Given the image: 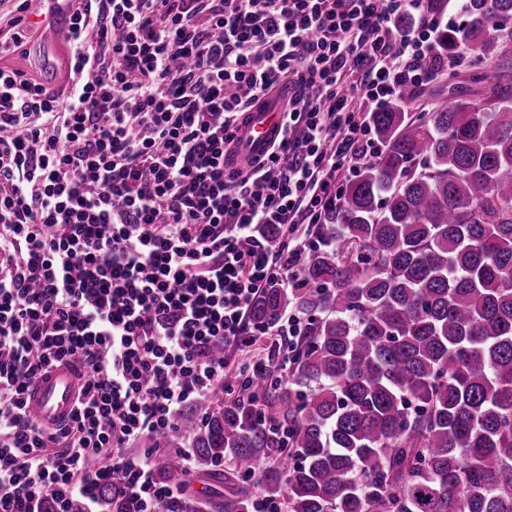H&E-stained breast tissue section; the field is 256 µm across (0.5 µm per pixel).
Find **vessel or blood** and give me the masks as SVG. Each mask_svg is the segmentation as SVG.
Masks as SVG:
<instances>
[{"label":"vessel or blood","instance_id":"obj_1","mask_svg":"<svg viewBox=\"0 0 512 512\" xmlns=\"http://www.w3.org/2000/svg\"><path fill=\"white\" fill-rule=\"evenodd\" d=\"M74 0H39V7L29 16V22L42 33L45 55L64 52ZM282 101L271 96L250 112L240 131L236 161L259 156L268 151L280 131ZM80 370L72 364H63L42 374L29 392L28 411L40 422L60 425L67 422L78 397Z\"/></svg>","mask_w":512,"mask_h":512}]
</instances>
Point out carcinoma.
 I'll return each instance as SVG.
<instances>
[{"label": "carcinoma", "instance_id": "1", "mask_svg": "<svg viewBox=\"0 0 512 512\" xmlns=\"http://www.w3.org/2000/svg\"><path fill=\"white\" fill-rule=\"evenodd\" d=\"M463 10L438 59L489 60L491 98L373 114L381 151L328 207L298 286L274 280L252 306L259 326L304 320L291 380L179 414L197 467L253 471L287 512H512V0ZM283 452L295 464L262 466ZM180 462L159 479L183 481ZM96 497L130 512L110 484ZM204 503L246 512L248 496Z\"/></svg>", "mask_w": 512, "mask_h": 512}]
</instances>
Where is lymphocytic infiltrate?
<instances>
[{
  "label": "lymphocytic infiltrate",
  "instance_id": "obj_1",
  "mask_svg": "<svg viewBox=\"0 0 512 512\" xmlns=\"http://www.w3.org/2000/svg\"><path fill=\"white\" fill-rule=\"evenodd\" d=\"M76 2L63 86L0 66V512H70L104 483L155 512L183 495L156 475L159 441L227 391L225 350L278 346L239 390L288 372L302 321L262 328L251 304L272 280L297 284L299 225L323 223L377 154L373 113L439 76L437 35L462 0L444 21L429 0ZM272 94L279 139L233 166ZM71 362L76 408L44 426L27 390Z\"/></svg>",
  "mask_w": 512,
  "mask_h": 512
}]
</instances>
